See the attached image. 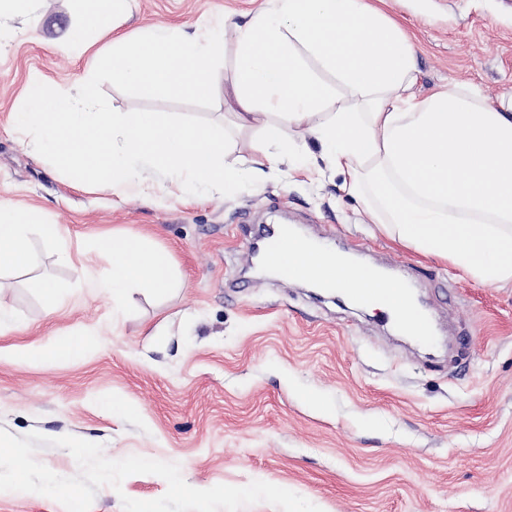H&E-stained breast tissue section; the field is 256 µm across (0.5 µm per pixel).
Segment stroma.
Here are the masks:
<instances>
[{"label":"stroma","instance_id":"1","mask_svg":"<svg viewBox=\"0 0 512 512\" xmlns=\"http://www.w3.org/2000/svg\"><path fill=\"white\" fill-rule=\"evenodd\" d=\"M271 0H135L123 24L192 31L220 14L224 33ZM408 34L417 93L451 80L478 84L489 103L512 93V0H387ZM47 26L0 47V197L62 225L58 250L32 235L34 266L5 275L0 292L17 325L0 327V428L21 437L73 435L113 458L178 463L192 487L260 480L322 512H512V284L483 286L449 264L397 248L342 194V175L310 183L287 170L259 185L195 201L196 191L120 200L72 188L10 132L24 90L89 83L111 112H159L211 123L235 76L217 60L221 90L207 100L164 92L146 99L90 72L50 43ZM284 219L330 251L398 271L418 289L443 336L425 352L388 320L324 297L300 281L246 270L256 225ZM147 238L180 282L132 303L88 295L72 266L92 262L101 236ZM63 301L48 311L35 280ZM92 331L82 356L28 364L17 347ZM121 404L109 413L103 399ZM167 490L152 474L101 487L91 512H123L122 497Z\"/></svg>","mask_w":512,"mask_h":512}]
</instances>
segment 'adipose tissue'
<instances>
[{
    "label": "adipose tissue",
    "instance_id": "adipose-tissue-1",
    "mask_svg": "<svg viewBox=\"0 0 512 512\" xmlns=\"http://www.w3.org/2000/svg\"><path fill=\"white\" fill-rule=\"evenodd\" d=\"M82 23L56 46L99 52L113 80L145 98L175 91L211 98L217 54L231 46L235 78L224 95V121L193 124L155 112L92 110L89 90L28 85L14 130L76 184L125 198L169 193L186 184L219 192L289 170L309 180L341 173V189L362 205L366 223L426 258L449 263L472 281L512 283V94L498 105L469 81L417 94L413 47L400 26L368 0H273L224 40L222 19L204 16L189 33L155 28L137 37L118 28L134 0H81ZM251 134V164L228 163L234 135ZM319 142L322 166L297 162L300 139ZM57 249L62 228L36 209L0 199V274L34 261L29 236ZM99 272L79 280L97 298L127 304L133 294L164 295L177 277L169 257L140 238H101ZM281 264L323 290L379 288L404 324L418 314L398 281L290 239Z\"/></svg>",
    "mask_w": 512,
    "mask_h": 512
}]
</instances>
